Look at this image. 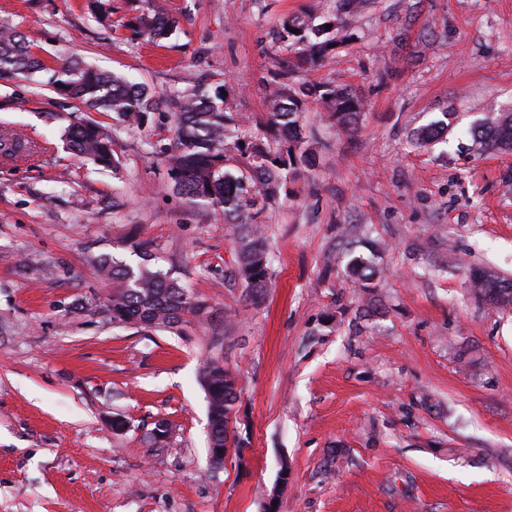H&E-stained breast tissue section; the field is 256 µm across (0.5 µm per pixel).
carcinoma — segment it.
I'll use <instances>...</instances> for the list:
<instances>
[{
	"mask_svg": "<svg viewBox=\"0 0 512 512\" xmlns=\"http://www.w3.org/2000/svg\"><path fill=\"white\" fill-rule=\"evenodd\" d=\"M130 24L153 39L167 35L175 20L156 4L134 17ZM311 26L300 16L283 20L282 39L301 45L295 56L296 66L315 65L336 43L339 30L336 20ZM43 68V64L9 23L0 24V81L10 82L25 73ZM57 91L84 103L97 112H112L131 128L148 124L151 114L162 107L170 109L173 148L167 159L171 186L187 201H206L224 211V221L236 230V276L243 280L251 296L261 297L269 281L268 243L260 225L255 222L257 199L276 198L288 176L314 166L311 149L303 147L301 114L303 98L317 97L324 102L332 117L344 128L358 123L362 105L358 96L333 84L294 87L288 84V71L278 74L276 88L269 94L266 118L262 127L270 126L281 133L283 142L271 148L253 139L241 129L240 119L224 108V86L221 84L175 91L158 96L146 87L132 83L120 75L87 66L78 60L58 65L50 78ZM450 126L448 113L413 134L411 142L422 147L436 139ZM472 141L485 152L512 149V114L486 117L469 130ZM65 139L70 149L105 168L116 167L112 139L95 121L69 127ZM34 148L12 135L0 137V154L13 159L30 156ZM232 153L249 154L252 163L247 173L235 175L224 168ZM99 273L110 282L112 290L101 307L112 322L144 330L174 328L184 315L218 329L224 317L213 315V309L189 297L181 283L161 269L146 265L137 267L118 262L107 255L93 260ZM352 277L367 286L374 280L373 265L362 257L348 262ZM504 279L473 281L479 299L484 301ZM198 382L208 392L207 416L211 431L207 445L224 447L225 422L240 391L225 374L223 359L209 356L202 362Z\"/></svg>",
	"mask_w": 512,
	"mask_h": 512,
	"instance_id": "1",
	"label": "carcinoma"
}]
</instances>
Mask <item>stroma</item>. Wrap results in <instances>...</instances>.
<instances>
[{
    "label": "stroma",
    "instance_id": "35a3bbf8",
    "mask_svg": "<svg viewBox=\"0 0 512 512\" xmlns=\"http://www.w3.org/2000/svg\"><path fill=\"white\" fill-rule=\"evenodd\" d=\"M103 2L0 0L46 65L0 82V132L36 147L0 159V512H512V306L468 277L512 280V150L475 154L468 134L512 113V0H164L176 27L158 41L129 25L146 0ZM291 15L340 24L293 83L347 88L363 112L349 132L307 99L318 165L259 203L271 277L255 299L230 277L223 211L171 189V125L98 115L117 170L76 158L64 131L92 117L46 69L75 57L159 94L220 83L250 124L292 58ZM445 112L446 140L411 146ZM103 254L170 272L223 310L221 335L112 323ZM212 354L249 443L219 468L197 381Z\"/></svg>",
    "mask_w": 512,
    "mask_h": 512
}]
</instances>
